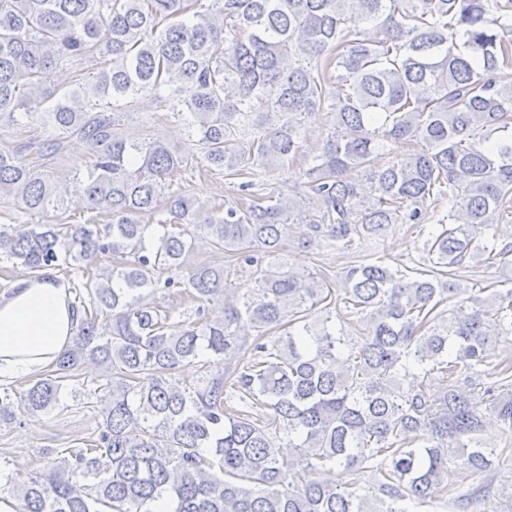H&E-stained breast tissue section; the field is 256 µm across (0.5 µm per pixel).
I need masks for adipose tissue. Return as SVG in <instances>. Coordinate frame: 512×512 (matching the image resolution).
Returning a JSON list of instances; mask_svg holds the SVG:
<instances>
[{
  "mask_svg": "<svg viewBox=\"0 0 512 512\" xmlns=\"http://www.w3.org/2000/svg\"><path fill=\"white\" fill-rule=\"evenodd\" d=\"M70 292L56 271L21 280L0 300V380L47 369L72 337Z\"/></svg>",
  "mask_w": 512,
  "mask_h": 512,
  "instance_id": "adipose-tissue-1",
  "label": "adipose tissue"
}]
</instances>
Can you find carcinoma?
Here are the masks:
<instances>
[{
  "label": "carcinoma",
  "mask_w": 512,
  "mask_h": 512,
  "mask_svg": "<svg viewBox=\"0 0 512 512\" xmlns=\"http://www.w3.org/2000/svg\"><path fill=\"white\" fill-rule=\"evenodd\" d=\"M511 67L512 0H0V128L31 117L46 133L0 148V199L48 216L74 194L112 217L0 224V256L32 276L112 256L72 284L74 336L52 369L0 387V426L53 412L88 361L105 383L84 395L110 406L83 445L46 449L45 469L0 471V494L17 512H416L490 471L484 412L512 437V361L487 353L512 336V288L466 284L512 264L493 233L512 218V86L497 80ZM143 95L177 117L185 150L121 131ZM325 106L336 128L307 154L305 118ZM71 142L85 172L55 180L46 160ZM305 154L288 197L258 194ZM202 163L239 180V201L200 225L222 265L190 260L183 221L203 205L171 190ZM161 205L169 218L142 222ZM294 224L301 247L346 252L407 224L427 233L425 269L363 262L333 287L292 270ZM159 289L198 303L196 319L170 323ZM186 365L191 385L175 378ZM335 470L349 480L319 479Z\"/></svg>",
  "instance_id": "obj_1"
}]
</instances>
